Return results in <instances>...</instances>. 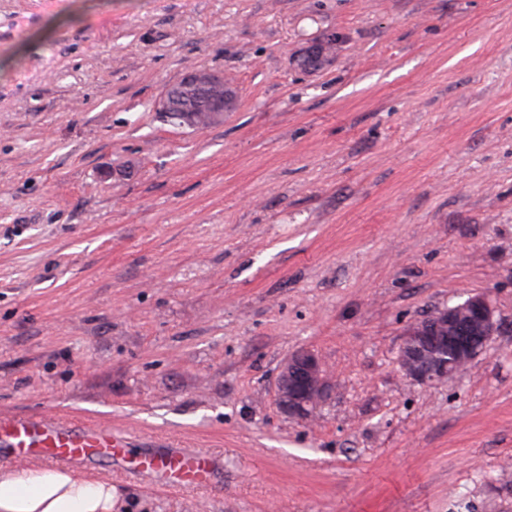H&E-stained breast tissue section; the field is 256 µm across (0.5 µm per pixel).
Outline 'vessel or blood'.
Listing matches in <instances>:
<instances>
[{
	"instance_id": "obj_1",
	"label": "vessel or blood",
	"mask_w": 512,
	"mask_h": 512,
	"mask_svg": "<svg viewBox=\"0 0 512 512\" xmlns=\"http://www.w3.org/2000/svg\"><path fill=\"white\" fill-rule=\"evenodd\" d=\"M0 452L19 461L39 458L77 469L102 461L120 464L129 460L155 483L179 490L211 486L219 470L213 458L183 448L134 451L128 436L113 432L111 427L65 419L48 410L1 412Z\"/></svg>"
}]
</instances>
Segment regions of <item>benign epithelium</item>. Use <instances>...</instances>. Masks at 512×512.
I'll list each match as a JSON object with an SVG mask.
<instances>
[{
	"label": "benign epithelium",
	"mask_w": 512,
	"mask_h": 512,
	"mask_svg": "<svg viewBox=\"0 0 512 512\" xmlns=\"http://www.w3.org/2000/svg\"><path fill=\"white\" fill-rule=\"evenodd\" d=\"M190 82H205L218 97L214 111H231L224 93V75L194 71L185 75ZM495 307L486 294H471L451 309H440L412 325L398 355L399 365L410 381L435 384L469 368L479 357L475 333L494 326ZM324 393V371L318 357L308 351L293 353L283 364L276 381L279 407L289 417L307 420Z\"/></svg>",
	"instance_id": "1"
}]
</instances>
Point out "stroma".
<instances>
[{
    "instance_id": "35a3bbf8",
    "label": "stroma",
    "mask_w": 512,
    "mask_h": 512,
    "mask_svg": "<svg viewBox=\"0 0 512 512\" xmlns=\"http://www.w3.org/2000/svg\"><path fill=\"white\" fill-rule=\"evenodd\" d=\"M198 69L235 108L164 121ZM470 293L475 365L407 381ZM45 408L223 459L190 492L97 466L125 512H512V0H0V411ZM495 307L486 294H471L450 310L440 309L412 325L398 355L399 365L410 381L420 384H435L469 368L479 357L474 334L483 328L494 326ZM447 320L451 329L448 335V359L431 364L425 353L415 349L410 342L427 336L430 325L435 329ZM324 371L318 357L308 350L293 353L276 381L279 407L289 417L306 421L324 393Z\"/></svg>"
}]
</instances>
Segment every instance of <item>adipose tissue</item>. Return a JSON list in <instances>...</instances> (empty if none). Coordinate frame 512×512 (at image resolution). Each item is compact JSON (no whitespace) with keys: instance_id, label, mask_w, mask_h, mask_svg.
Segmentation results:
<instances>
[{"instance_id":"obj_1","label":"adipose tissue","mask_w":512,"mask_h":512,"mask_svg":"<svg viewBox=\"0 0 512 512\" xmlns=\"http://www.w3.org/2000/svg\"><path fill=\"white\" fill-rule=\"evenodd\" d=\"M109 476L36 464L0 466V512H120Z\"/></svg>"}]
</instances>
